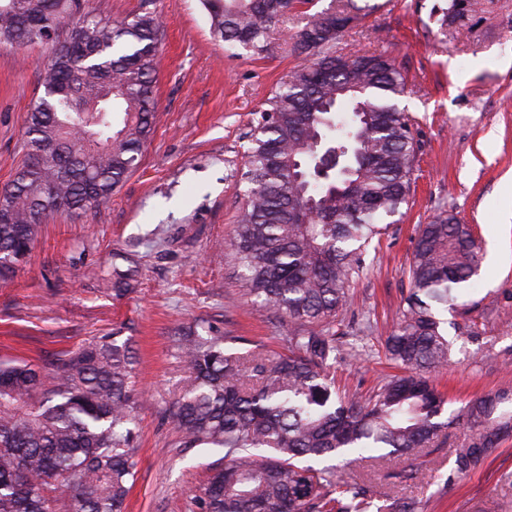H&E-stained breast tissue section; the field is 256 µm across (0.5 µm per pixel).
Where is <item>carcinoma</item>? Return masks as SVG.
Returning <instances> with one entry per match:
<instances>
[{"label": "carcinoma", "instance_id": "carcinoma-1", "mask_svg": "<svg viewBox=\"0 0 512 512\" xmlns=\"http://www.w3.org/2000/svg\"><path fill=\"white\" fill-rule=\"evenodd\" d=\"M214 37L261 54L281 20L302 62L249 132L246 203L228 247L248 295L294 324L287 352L224 348V336L172 337L190 375L173 405L184 442L225 450L196 498L200 512H370L371 491L332 492L330 457L370 448L410 458L453 426L465 429L452 477L485 462L512 435V390L476 397L442 420L433 375L452 343L440 309L477 274L468 225L446 212L416 229L404 308L384 338L405 370L367 396L342 399L330 377L341 351L331 324L367 268L368 248L409 197L417 146L399 108L404 78L381 54H338L354 0L314 14V0H201ZM163 37L145 10L113 20L86 0H0V48H51L41 95L27 115L23 159L0 188V278L11 276L59 212L100 205L136 168L156 116L153 73ZM126 344L103 336L51 372L0 360V512H124L135 481L136 396ZM378 512H415L387 499Z\"/></svg>", "mask_w": 512, "mask_h": 512}]
</instances>
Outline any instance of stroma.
Wrapping results in <instances>:
<instances>
[{"label":"stroma","mask_w":512,"mask_h":512,"mask_svg":"<svg viewBox=\"0 0 512 512\" xmlns=\"http://www.w3.org/2000/svg\"><path fill=\"white\" fill-rule=\"evenodd\" d=\"M338 49L392 58L406 81L401 105L414 121L417 164L408 205L372 265L350 288L335 328L360 358L337 361L340 396L366 395L395 374L382 346L409 291L417 225L449 211L481 251L463 306L441 312L451 362L441 390L459 409L512 389V0H355ZM123 19L144 10L163 23L155 73L153 132L111 200L63 212L42 225L26 262L0 279V359L38 364L102 336H118L136 362L140 392L136 480L126 512H194L210 467L224 452L186 447L173 402L189 370L172 338L210 327L246 347H286L287 322L249 304L225 243L244 202L240 171L256 112L300 62L273 32L265 51L233 55L210 32L199 0H89ZM458 10L454 24L445 12ZM48 48L0 49V186L23 156L24 122L42 93ZM128 269L130 292L112 296V267ZM459 431L416 460L339 468L342 484L367 485L376 501H415L417 512H512V438L484 465L450 483Z\"/></svg>","instance_id":"obj_1"}]
</instances>
